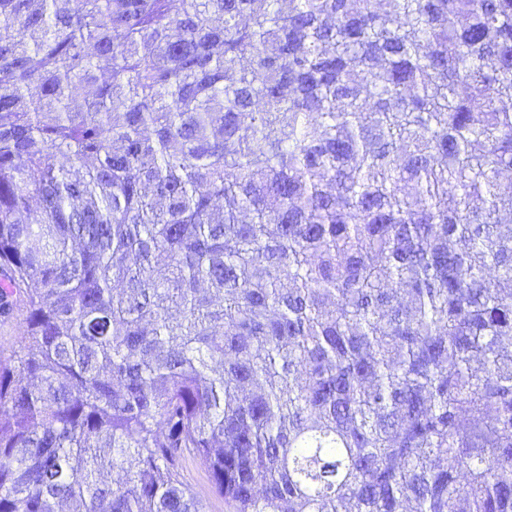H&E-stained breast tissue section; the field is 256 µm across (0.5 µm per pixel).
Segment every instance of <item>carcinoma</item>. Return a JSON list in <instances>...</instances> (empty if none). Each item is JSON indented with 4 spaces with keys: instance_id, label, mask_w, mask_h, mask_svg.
<instances>
[{
    "instance_id": "cac0c4a2",
    "label": "carcinoma",
    "mask_w": 512,
    "mask_h": 512,
    "mask_svg": "<svg viewBox=\"0 0 512 512\" xmlns=\"http://www.w3.org/2000/svg\"><path fill=\"white\" fill-rule=\"evenodd\" d=\"M71 2L0 0V512H512V0ZM183 474L187 484L204 503L206 512H225L224 498L213 491L207 472L198 461L188 460Z\"/></svg>"
}]
</instances>
